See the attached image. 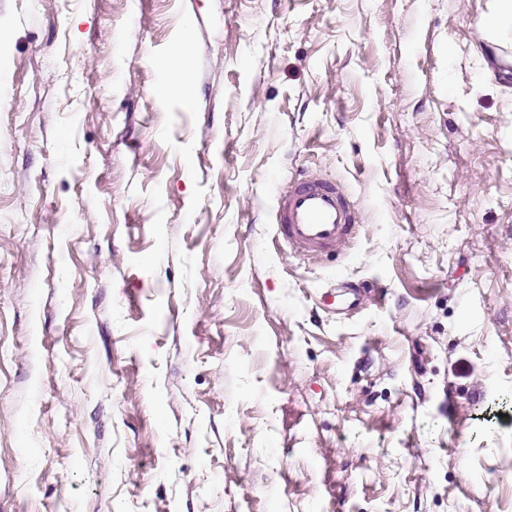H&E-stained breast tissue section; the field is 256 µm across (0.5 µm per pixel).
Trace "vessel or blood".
Returning a JSON list of instances; mask_svg holds the SVG:
<instances>
[{
  "instance_id": "1",
  "label": "vessel or blood",
  "mask_w": 512,
  "mask_h": 512,
  "mask_svg": "<svg viewBox=\"0 0 512 512\" xmlns=\"http://www.w3.org/2000/svg\"><path fill=\"white\" fill-rule=\"evenodd\" d=\"M277 238L295 253L335 252L357 232V216L343 188L315 174L299 173L274 196Z\"/></svg>"
}]
</instances>
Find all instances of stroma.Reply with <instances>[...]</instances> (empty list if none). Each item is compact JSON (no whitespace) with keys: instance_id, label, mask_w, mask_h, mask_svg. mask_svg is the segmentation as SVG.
<instances>
[{"instance_id":"stroma-1","label":"stroma","mask_w":512,"mask_h":512,"mask_svg":"<svg viewBox=\"0 0 512 512\" xmlns=\"http://www.w3.org/2000/svg\"><path fill=\"white\" fill-rule=\"evenodd\" d=\"M494 11L0 0V512H512ZM302 171L360 214L319 259L275 238ZM191 43L185 34L179 42L169 69L161 74V83L171 94L186 96L187 87L180 80L178 73L191 54Z\"/></svg>"}]
</instances>
